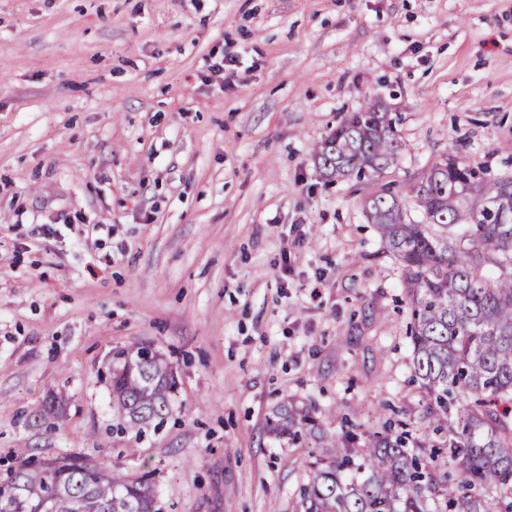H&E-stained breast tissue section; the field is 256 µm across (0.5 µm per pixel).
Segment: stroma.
<instances>
[{
  "label": "stroma",
  "instance_id": "1",
  "mask_svg": "<svg viewBox=\"0 0 512 512\" xmlns=\"http://www.w3.org/2000/svg\"><path fill=\"white\" fill-rule=\"evenodd\" d=\"M368 99L399 161L328 180L314 154ZM449 155L512 178V0H0V463L147 472L159 512H302L282 402L427 438L364 206ZM142 344L177 388L162 429L119 434L103 374Z\"/></svg>",
  "mask_w": 512,
  "mask_h": 512
}]
</instances>
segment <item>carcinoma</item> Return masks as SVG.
I'll return each mask as SVG.
<instances>
[{
  "mask_svg": "<svg viewBox=\"0 0 512 512\" xmlns=\"http://www.w3.org/2000/svg\"><path fill=\"white\" fill-rule=\"evenodd\" d=\"M396 121L369 99L321 143L329 175L378 177L398 162ZM476 195L484 204L467 207ZM410 201L380 192L365 208L399 262L412 304L407 334L413 381L430 397L434 431L452 477L409 446L403 429L378 435L321 429L306 406L287 402L267 430L295 444L320 443L300 489L303 512H512V181L489 180L447 156L410 184ZM112 407L122 424L163 423L176 387L173 367L148 346L120 348L109 365ZM0 476V493L50 501L51 512H159L148 480L68 455L50 468L21 451Z\"/></svg>",
  "mask_w": 512,
  "mask_h": 512,
  "instance_id": "carcinoma-1",
  "label": "carcinoma"
}]
</instances>
